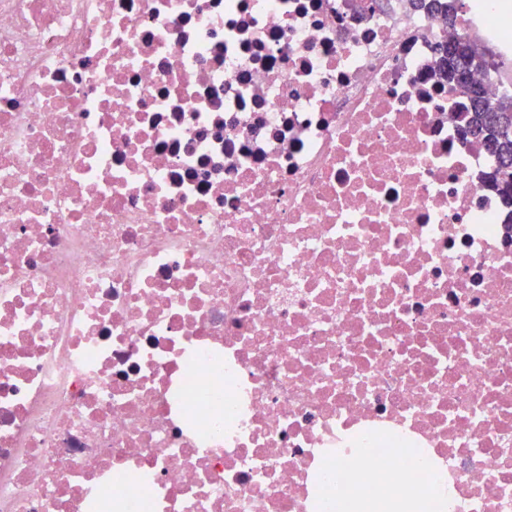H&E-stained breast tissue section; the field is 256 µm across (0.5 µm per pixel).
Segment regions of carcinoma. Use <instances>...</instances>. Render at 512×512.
<instances>
[{
  "label": "carcinoma",
  "mask_w": 512,
  "mask_h": 512,
  "mask_svg": "<svg viewBox=\"0 0 512 512\" xmlns=\"http://www.w3.org/2000/svg\"><path fill=\"white\" fill-rule=\"evenodd\" d=\"M463 47L457 54L448 53L449 42L437 48L435 72L448 86L466 96L470 103L464 131L481 139L496 157L497 166L487 176V183L501 195L512 209V95L493 98L477 95L472 89L471 75L475 71H492L496 64L488 59L486 49L474 40L462 36Z\"/></svg>",
  "instance_id": "obj_1"
}]
</instances>
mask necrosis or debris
Returning a JSON list of instances; mask_svg holds the SVG:
<instances>
[{
  "label": "necrosis or debris",
  "mask_w": 512,
  "mask_h": 512,
  "mask_svg": "<svg viewBox=\"0 0 512 512\" xmlns=\"http://www.w3.org/2000/svg\"><path fill=\"white\" fill-rule=\"evenodd\" d=\"M512 0H0V512H512V224L432 73ZM374 454L358 457L357 449ZM433 492L434 488L426 490L419 507H412L404 502H394L386 509H378V492L360 485L358 489L348 495L336 493V501L334 503L336 510L334 512H369L379 510L393 512H442L444 498Z\"/></svg>",
  "instance_id": "1"
}]
</instances>
